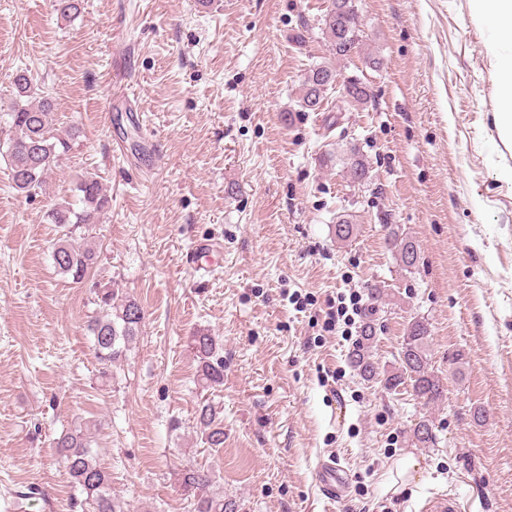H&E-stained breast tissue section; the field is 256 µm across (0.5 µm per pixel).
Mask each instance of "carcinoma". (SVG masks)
<instances>
[{
    "mask_svg": "<svg viewBox=\"0 0 512 512\" xmlns=\"http://www.w3.org/2000/svg\"><path fill=\"white\" fill-rule=\"evenodd\" d=\"M83 0H55V10L62 18L80 12ZM358 11L354 0H328L322 18L323 31L329 38L332 54L338 59H349L361 48V29L355 18ZM336 80L334 70L325 64L309 69L303 81V107L317 111L326 96L327 87ZM15 99L10 108L13 135L7 143L6 156L10 168L13 188L19 193L32 194L40 189L45 176L58 163L60 157L71 149V142L79 137V127L72 126L66 136L54 133L52 100L36 92L29 76L20 72L14 78ZM80 209L62 200L50 210L51 223L68 228V232L53 243L52 260L55 269L62 275L81 283L96 263L93 248L78 244L73 238L75 227L80 224H96L108 205V198L101 183L92 173L77 178L75 183ZM388 244L396 253L400 265L412 269L418 262L416 242L386 225ZM102 314L88 321L87 335L93 338L95 354L104 368L125 356L130 344L137 336L143 309L130 298L116 301L115 291L110 288L98 290ZM375 319H364L360 338L349 353L351 367L365 381L382 378L387 390L401 385L410 386L412 395L421 405L434 406L444 398V389L439 376L431 369L428 358V327L415 318L409 322L406 336L400 348L397 367L382 370L369 353L376 338ZM191 348L199 359L198 377L205 388L219 386L224 382V357L216 348L215 340L206 333L191 337ZM197 423L205 443L211 447L224 444V419L209 402H204L197 411ZM412 438L421 448L434 445L436 434L433 421L423 416L412 428ZM56 447L65 464L73 484L85 495L84 505L89 512H124L112 495V476L98 462L90 434L82 428H74L62 434ZM180 487L189 503L190 512H237L236 500L224 496L216 488L214 474L201 467L188 466L181 470Z\"/></svg>",
    "mask_w": 512,
    "mask_h": 512,
    "instance_id": "obj_1",
    "label": "carcinoma"
}]
</instances>
